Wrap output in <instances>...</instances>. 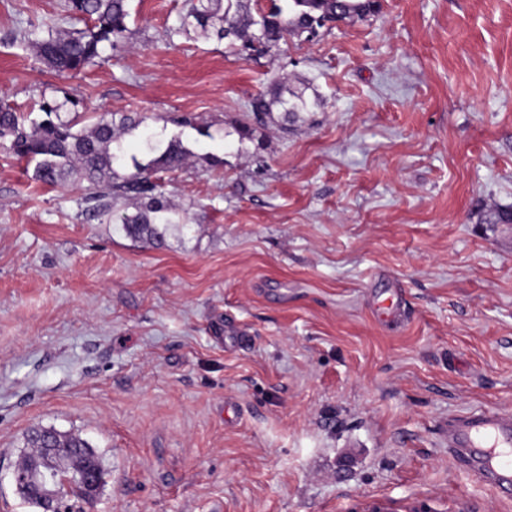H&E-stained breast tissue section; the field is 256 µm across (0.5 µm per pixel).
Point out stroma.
<instances>
[{"label": "stroma", "mask_w": 512, "mask_h": 512, "mask_svg": "<svg viewBox=\"0 0 512 512\" xmlns=\"http://www.w3.org/2000/svg\"><path fill=\"white\" fill-rule=\"evenodd\" d=\"M184 4L130 0L131 47L71 74L22 39L71 27L63 0H0V99L64 90L190 152L162 175L190 228L153 244L0 145V512H37L12 483L36 427L101 457L94 512H512L446 431L512 411V231L489 222L512 207V0H381L257 63L168 41ZM283 76L327 107L239 142Z\"/></svg>", "instance_id": "stroma-1"}]
</instances>
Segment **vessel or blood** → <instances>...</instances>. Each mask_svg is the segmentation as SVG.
<instances>
[{
  "instance_id": "vessel-or-blood-1",
  "label": "vessel or blood",
  "mask_w": 512,
  "mask_h": 512,
  "mask_svg": "<svg viewBox=\"0 0 512 512\" xmlns=\"http://www.w3.org/2000/svg\"><path fill=\"white\" fill-rule=\"evenodd\" d=\"M448 450L484 486L512 490V412L478 409L449 419Z\"/></svg>"
}]
</instances>
